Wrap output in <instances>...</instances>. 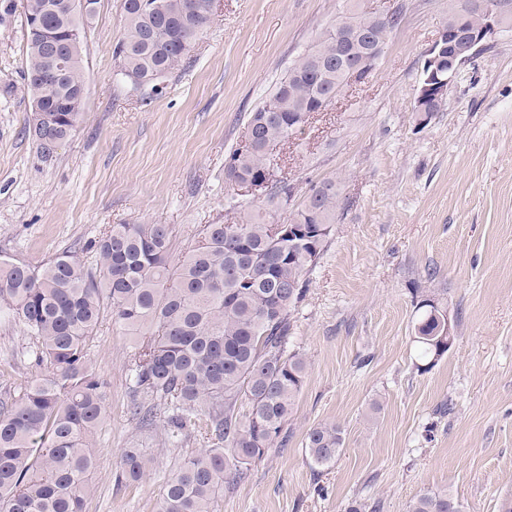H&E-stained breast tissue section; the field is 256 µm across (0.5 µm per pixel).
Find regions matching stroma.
<instances>
[{"label": "stroma", "instance_id": "35a3bbf8", "mask_svg": "<svg viewBox=\"0 0 512 512\" xmlns=\"http://www.w3.org/2000/svg\"><path fill=\"white\" fill-rule=\"evenodd\" d=\"M451 0H212L189 64L143 105L114 79L123 0H98L84 33L86 103L77 130L41 157L22 79V11L0 19V258L37 265L114 224L169 225L175 248L205 224H230L253 196L224 182L249 112L290 62L353 6L402 21L376 68L350 79L288 140L281 164L300 208L336 182V229L293 313L289 349L307 376L285 447L254 464L214 512H410L425 490L463 512L512 496V28L463 66L443 111L414 110L426 52ZM457 319L448 354L418 372L416 289ZM33 339L0 318V397L36 374ZM135 340L104 320L89 343L107 382V417L85 512H155L162 478L213 447L207 409L177 443L130 414ZM339 425L345 446L312 468L309 430ZM147 449L153 473L118 483L122 449Z\"/></svg>", "mask_w": 512, "mask_h": 512}]
</instances>
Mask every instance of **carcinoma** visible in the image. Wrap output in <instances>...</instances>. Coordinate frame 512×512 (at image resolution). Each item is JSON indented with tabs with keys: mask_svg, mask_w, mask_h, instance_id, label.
<instances>
[{
	"mask_svg": "<svg viewBox=\"0 0 512 512\" xmlns=\"http://www.w3.org/2000/svg\"><path fill=\"white\" fill-rule=\"evenodd\" d=\"M29 13L44 15L58 32L84 34L92 18L70 0H25ZM445 27L457 43L482 20L481 5L468 0ZM124 29L113 47L116 76L140 102L159 94L163 79L184 67L211 20L210 0H123ZM401 13L378 20L375 12L342 18L347 38L325 30L316 44L288 67L284 77L249 113L244 140L224 164V182L241 185L266 170L267 145L288 140L306 122L307 110L329 105L347 84V70L373 71ZM24 86L31 101L45 94L38 75L48 67L43 42L26 36ZM83 40L76 41L63 75L51 89L70 111L47 112L42 122L68 138L84 111ZM294 187L283 172L271 180L266 203L288 208ZM339 193L334 181L310 190L288 220L303 225L308 242L291 244L275 232L268 211L257 208L238 224H205L188 251L175 256L167 224H114L84 249L65 251L31 265L0 258V317L35 338L30 359L38 375L15 396L0 401V512H85L97 451L94 435L106 417L105 380L89 343L110 314L137 337L131 355L133 419L156 426L154 402L166 405L161 428L175 443L188 411L208 410L211 438L204 448L167 475L156 512H211L217 498L248 477L250 467L284 445L285 425L302 392L307 361L288 349L293 313L303 300L306 274L323 256L335 228ZM416 369L424 372L448 353V308L435 295H416ZM247 402L248 411L237 407ZM340 426L319 424L307 433V451L318 467L344 450ZM152 469L143 448L121 453L118 481L140 482ZM411 512H462L444 492L426 490Z\"/></svg>",
	"mask_w": 512,
	"mask_h": 512,
	"instance_id": "cac0c4a2",
	"label": "carcinoma"
}]
</instances>
